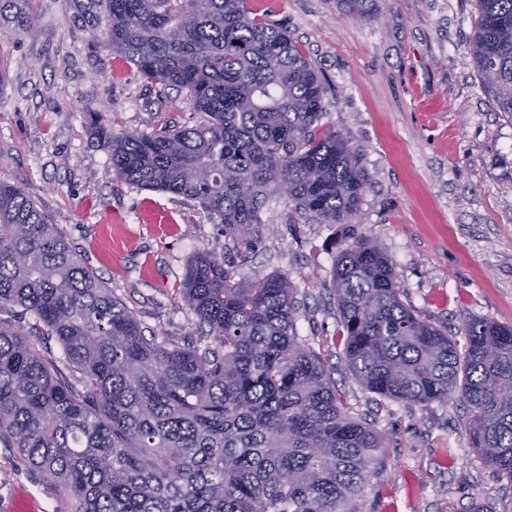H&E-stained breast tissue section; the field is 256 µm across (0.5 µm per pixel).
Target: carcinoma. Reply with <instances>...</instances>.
Segmentation results:
<instances>
[{
	"label": "carcinoma",
	"mask_w": 512,
	"mask_h": 512,
	"mask_svg": "<svg viewBox=\"0 0 512 512\" xmlns=\"http://www.w3.org/2000/svg\"><path fill=\"white\" fill-rule=\"evenodd\" d=\"M35 0H0L25 26ZM365 18L379 0H337ZM470 51L512 119V0H476ZM97 41L145 80L185 94L204 124L114 132L88 112L132 184L190 197L224 225L223 258L199 249L181 295L200 335L145 336L50 218L0 181V443L38 468L72 512H363L384 447L353 417L321 351L299 342L286 276L243 286L268 187L308 218L346 224L366 188L361 154L324 126L327 87L288 30L246 0H87ZM385 251L340 250L331 294L345 363L406 404L461 391L471 448L512 484V326L474 318L450 336L401 300Z\"/></svg>",
	"instance_id": "obj_1"
}]
</instances>
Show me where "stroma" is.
I'll return each instance as SVG.
<instances>
[{"label":"stroma","mask_w":512,"mask_h":512,"mask_svg":"<svg viewBox=\"0 0 512 512\" xmlns=\"http://www.w3.org/2000/svg\"><path fill=\"white\" fill-rule=\"evenodd\" d=\"M82 0H36L23 28L0 26V180L48 213L71 249L146 331L175 340L200 328L178 294L202 248L224 254V227L195 200L118 178L85 118L115 131L197 126L174 87L144 81L100 46ZM301 43L327 86L324 123L359 149L369 184L347 224H316L279 195L238 281L287 276L297 336L332 340L329 296L339 250L364 236L392 261L403 302L459 334L471 318L512 326V120L497 112L469 53L476 0H380L367 18L337 0H247ZM331 378L352 416L385 446L361 486L363 512H512V485L470 445L460 396L408 405L366 390L342 353ZM26 494L39 512H69L34 467L0 445V512Z\"/></svg>","instance_id":"obj_1"}]
</instances>
